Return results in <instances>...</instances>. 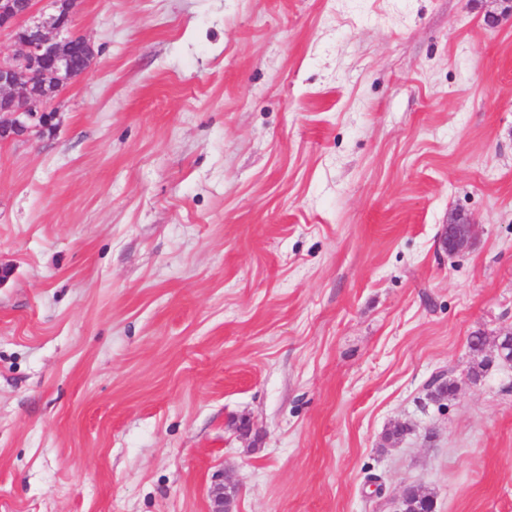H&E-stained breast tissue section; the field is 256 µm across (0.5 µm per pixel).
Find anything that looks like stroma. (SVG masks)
<instances>
[{"label":"stroma","mask_w":512,"mask_h":512,"mask_svg":"<svg viewBox=\"0 0 512 512\" xmlns=\"http://www.w3.org/2000/svg\"><path fill=\"white\" fill-rule=\"evenodd\" d=\"M76 29L55 132L0 143V512H211L222 481L233 512H512V365L466 377L512 328L500 0H82ZM474 234L475 224L462 214H452L444 225L440 241L449 255H456L469 247Z\"/></svg>","instance_id":"35a3bbf8"}]
</instances>
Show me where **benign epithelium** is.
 Returning <instances> with one entry per match:
<instances>
[{
  "mask_svg": "<svg viewBox=\"0 0 512 512\" xmlns=\"http://www.w3.org/2000/svg\"><path fill=\"white\" fill-rule=\"evenodd\" d=\"M79 0H3L0 33L8 34L19 50L0 54V142L41 136L52 128L55 101L62 87L83 77L96 53L92 43L76 30ZM80 65L74 64L75 58ZM475 225L453 214L440 241L450 255L466 250Z\"/></svg>",
  "mask_w": 512,
  "mask_h": 512,
  "instance_id": "obj_1",
  "label": "benign epithelium"
}]
</instances>
